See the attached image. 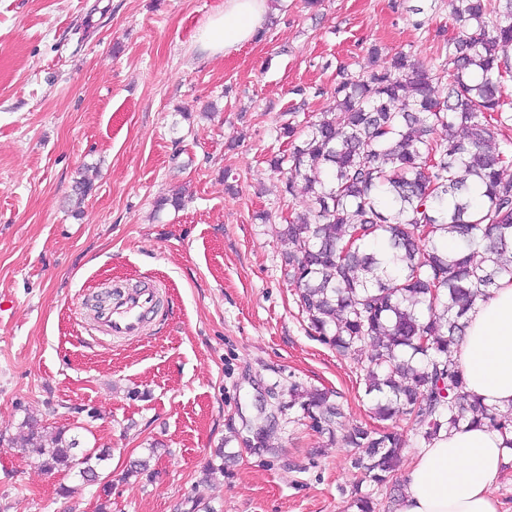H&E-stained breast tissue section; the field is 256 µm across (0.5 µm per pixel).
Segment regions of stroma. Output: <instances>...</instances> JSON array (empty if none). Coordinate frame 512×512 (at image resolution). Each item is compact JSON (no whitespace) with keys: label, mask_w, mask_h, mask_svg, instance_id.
I'll use <instances>...</instances> for the list:
<instances>
[{"label":"stroma","mask_w":512,"mask_h":512,"mask_svg":"<svg viewBox=\"0 0 512 512\" xmlns=\"http://www.w3.org/2000/svg\"><path fill=\"white\" fill-rule=\"evenodd\" d=\"M427 0H284L264 36L205 57L224 0H0V434L25 415L107 449L112 512H357L340 437L372 425L360 359L311 336L284 274L269 161L298 86L336 107L340 64L428 62ZM379 45L370 56L368 45ZM92 190L74 204L77 181ZM185 189L181 209L158 199ZM159 288L146 336L100 343L83 300ZM334 392L336 438L288 409ZM226 454L224 470H203ZM151 456L155 477L126 478ZM98 490L0 445V512H96Z\"/></svg>","instance_id":"stroma-1"}]
</instances>
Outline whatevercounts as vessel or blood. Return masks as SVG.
I'll return each instance as SVG.
<instances>
[{"label":"vessel or blood","instance_id":"1","mask_svg":"<svg viewBox=\"0 0 512 512\" xmlns=\"http://www.w3.org/2000/svg\"><path fill=\"white\" fill-rule=\"evenodd\" d=\"M158 304V289L125 288L120 296L110 297L104 305L86 311L85 317L112 338H138Z\"/></svg>","mask_w":512,"mask_h":512}]
</instances>
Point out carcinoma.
I'll return each instance as SVG.
<instances>
[{"label": "carcinoma", "mask_w": 512, "mask_h": 512, "mask_svg": "<svg viewBox=\"0 0 512 512\" xmlns=\"http://www.w3.org/2000/svg\"><path fill=\"white\" fill-rule=\"evenodd\" d=\"M454 2L452 38L416 20L437 44L428 63L401 52L366 74L341 66L336 111L303 119L307 89L294 90L300 101L276 126L288 149L271 165L304 210L278 234L294 246L286 276L313 335L343 356L367 347L375 418L426 426V444L443 429L484 425L511 450L512 410L467 391L454 351L468 310L512 280V142L491 147L512 123V0ZM448 233L458 238L453 253L441 245ZM296 406L321 435L334 436L344 418L322 389H292L288 408ZM20 428L9 444L46 473L99 485L98 512H112L105 452L30 416ZM342 442L357 449L352 467L363 477L396 483L402 435L355 426Z\"/></svg>", "instance_id": "1"}]
</instances>
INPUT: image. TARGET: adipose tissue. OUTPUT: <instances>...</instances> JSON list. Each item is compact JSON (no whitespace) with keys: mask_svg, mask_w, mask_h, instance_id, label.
Returning <instances> with one entry per match:
<instances>
[{"mask_svg":"<svg viewBox=\"0 0 512 512\" xmlns=\"http://www.w3.org/2000/svg\"><path fill=\"white\" fill-rule=\"evenodd\" d=\"M278 0H224L199 42L207 54H230L254 42ZM456 352L467 389L500 410L512 408V281L501 280L467 315ZM507 463L502 436L484 426L439 434L411 457L398 512H503L495 488Z\"/></svg>","mask_w":512,"mask_h":512,"instance_id":"1","label":"adipose tissue"}]
</instances>
